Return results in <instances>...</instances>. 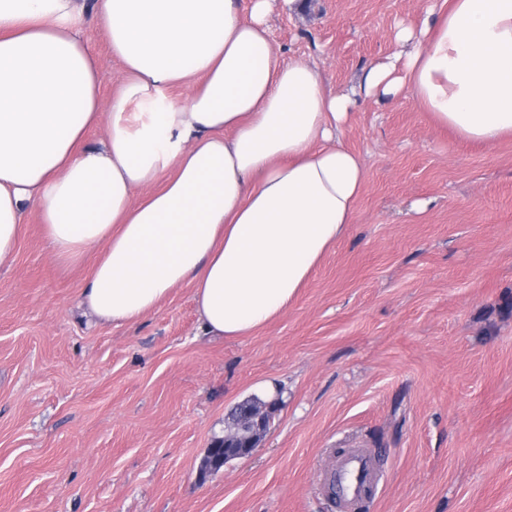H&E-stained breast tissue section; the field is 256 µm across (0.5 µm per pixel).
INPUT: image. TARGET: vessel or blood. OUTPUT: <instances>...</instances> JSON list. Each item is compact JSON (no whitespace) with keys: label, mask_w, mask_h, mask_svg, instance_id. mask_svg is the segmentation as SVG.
I'll use <instances>...</instances> for the list:
<instances>
[{"label":"vessel or blood","mask_w":512,"mask_h":512,"mask_svg":"<svg viewBox=\"0 0 512 512\" xmlns=\"http://www.w3.org/2000/svg\"><path fill=\"white\" fill-rule=\"evenodd\" d=\"M381 479L368 449L357 448L337 462L334 475L325 476L323 488L335 490L338 512H354L375 491Z\"/></svg>","instance_id":"vessel-or-blood-1"}]
</instances>
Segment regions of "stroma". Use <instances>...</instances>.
Masks as SVG:
<instances>
[{"instance_id":"1","label":"stroma","mask_w":512,"mask_h":512,"mask_svg":"<svg viewBox=\"0 0 512 512\" xmlns=\"http://www.w3.org/2000/svg\"><path fill=\"white\" fill-rule=\"evenodd\" d=\"M441 0H270V36L332 87L386 61ZM101 93L120 77L94 20ZM341 139L367 168L355 218L277 319L201 335L191 285L137 320L78 308L36 217L0 266V512H337L336 456L384 478L361 512H512V138L437 127L410 91L366 99ZM259 398L252 456L200 466Z\"/></svg>"}]
</instances>
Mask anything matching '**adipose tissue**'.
Instances as JSON below:
<instances>
[{
	"mask_svg": "<svg viewBox=\"0 0 512 512\" xmlns=\"http://www.w3.org/2000/svg\"><path fill=\"white\" fill-rule=\"evenodd\" d=\"M268 0H0V264L36 215L81 294L131 321L194 288L204 335L279 316L343 237L366 180L340 136L358 101L409 90L435 124L512 136V0H447L332 89L271 41ZM121 67L102 98L86 16ZM104 127L95 144L90 130Z\"/></svg>",
	"mask_w": 512,
	"mask_h": 512,
	"instance_id": "1",
	"label": "adipose tissue"
}]
</instances>
